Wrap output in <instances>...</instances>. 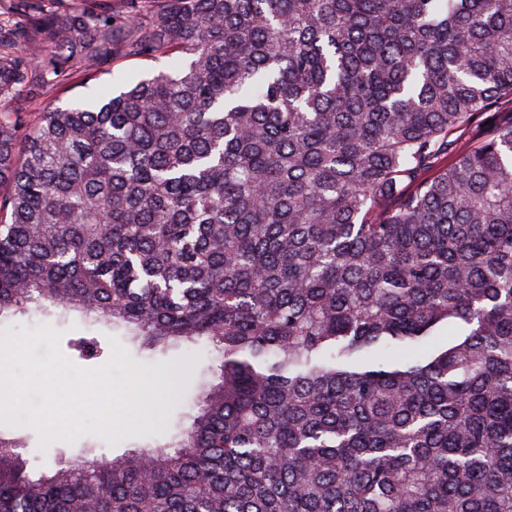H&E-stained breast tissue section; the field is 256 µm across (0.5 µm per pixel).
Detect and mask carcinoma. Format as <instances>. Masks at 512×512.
<instances>
[{"label": "carcinoma", "mask_w": 512, "mask_h": 512, "mask_svg": "<svg viewBox=\"0 0 512 512\" xmlns=\"http://www.w3.org/2000/svg\"><path fill=\"white\" fill-rule=\"evenodd\" d=\"M504 99L512 0H0V321L219 360L165 446L0 434V512H512V124L449 141ZM167 59L161 62L143 59H125L101 69L93 77L86 80L74 78L71 86L61 92L43 97L36 103L22 101L26 112H45L50 107L66 108L75 103L91 105L106 92H116L127 88L130 84L147 77L150 73L169 66Z\"/></svg>", "instance_id": "cac0c4a2"}]
</instances>
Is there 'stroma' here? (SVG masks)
<instances>
[{"instance_id": "obj_1", "label": "stroma", "mask_w": 512, "mask_h": 512, "mask_svg": "<svg viewBox=\"0 0 512 512\" xmlns=\"http://www.w3.org/2000/svg\"><path fill=\"white\" fill-rule=\"evenodd\" d=\"M159 62L143 59H125L101 69L88 79L74 78L69 88L38 101H23L22 107L27 112H44L52 107L65 108L75 103L92 104L106 92H116L127 88L130 84L147 77L150 73L160 70ZM512 124V104L501 102L493 104L488 110L479 114L471 125L452 134L451 139L457 148L468 147L486 136L494 134L499 128ZM17 333L21 329H36L41 325H49L61 333L62 340L78 336H94L102 345H109L111 339H118L121 346L131 358L149 368L152 378L170 380L172 367L186 361L191 365L193 378L187 381L180 390H167L162 401H150L147 405L150 428L144 429L141 435L126 436L117 443L92 435L80 437L74 443L54 441L48 446H41L38 433L29 427L7 426L1 429L4 434L22 438L25 443L23 453L31 468L36 470L54 469L56 462L68 461L82 454L104 455L110 458L119 457L134 448L156 443H165L186 422L196 407L194 379L206 372L212 364L209 350L200 345L182 348L166 353L155 352L130 342L122 331L112 330L111 326L97 323H85L77 313L45 316L30 313L4 320L0 323Z\"/></svg>"}]
</instances>
